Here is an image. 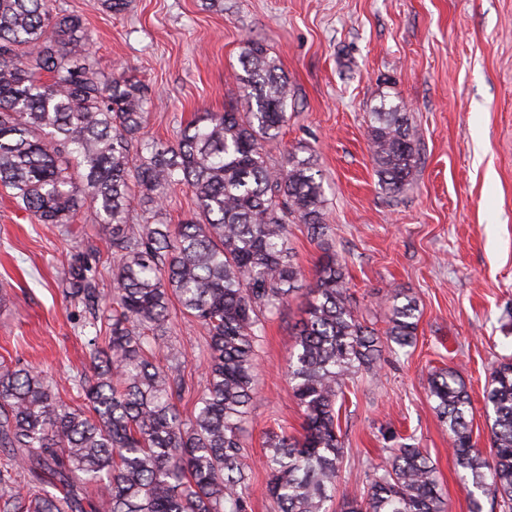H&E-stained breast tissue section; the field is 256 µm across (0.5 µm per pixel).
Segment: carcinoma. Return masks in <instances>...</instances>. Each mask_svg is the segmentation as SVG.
I'll return each instance as SVG.
<instances>
[{"mask_svg":"<svg viewBox=\"0 0 512 512\" xmlns=\"http://www.w3.org/2000/svg\"><path fill=\"white\" fill-rule=\"evenodd\" d=\"M90 41L82 18L50 0H0V185L59 232L92 208L113 259L108 304L94 246L72 253L64 276V296L94 329L78 400H63L43 371L0 360V512H249L243 433L257 352L267 319L302 277L291 224L304 225L324 255L286 368L302 433L269 434L263 466L273 512H329L345 458L337 402L355 372L374 371L383 344L416 342L415 301L398 291L386 299L382 337L355 314L326 242L313 156L270 163L267 146L293 94L264 41H246L240 54L244 108L198 113L174 145L142 139L145 89L105 76ZM368 139L382 189L403 191L419 141L405 106L370 113ZM174 185L192 191L196 216L131 221L135 201L161 214ZM175 303L204 332L205 384L189 414L177 402L194 382L168 336ZM428 392L473 512L482 497L512 512V361L498 363L484 391L487 453L472 441L471 396L457 371L434 372ZM389 441L387 465L340 512H448L427 454L394 434Z\"/></svg>","mask_w":512,"mask_h":512,"instance_id":"carcinoma-1","label":"carcinoma"}]
</instances>
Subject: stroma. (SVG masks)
Here are the masks:
<instances>
[{
	"label": "stroma",
	"mask_w": 512,
	"mask_h": 512,
	"mask_svg": "<svg viewBox=\"0 0 512 512\" xmlns=\"http://www.w3.org/2000/svg\"><path fill=\"white\" fill-rule=\"evenodd\" d=\"M53 4L83 18L105 74L145 85V136L169 144L195 113L238 100L243 43L267 44L294 93L270 158L313 155L355 313L384 331L397 289L420 314L415 347L383 349L375 372L348 383L337 495L363 490L394 433L430 455L449 512H470L427 388L432 370L455 369L471 396L473 440L489 448L483 392L493 365L512 358V0H130L118 14L92 0ZM383 99L403 102L420 134L410 184L395 197L378 185L367 136ZM72 230L34 223L0 187V358L44 371L67 401L89 350L82 308L65 298L62 279L76 241L97 238L92 211L80 210ZM289 243L309 288L323 251L301 224ZM305 302L298 296L272 316L258 351L246 425L252 512H270L268 429L301 430L286 362ZM170 336L203 386L200 326L175 309Z\"/></svg>",
	"instance_id": "stroma-1"
}]
</instances>
